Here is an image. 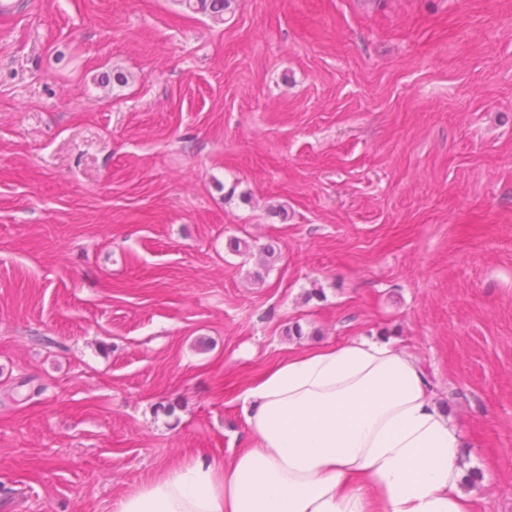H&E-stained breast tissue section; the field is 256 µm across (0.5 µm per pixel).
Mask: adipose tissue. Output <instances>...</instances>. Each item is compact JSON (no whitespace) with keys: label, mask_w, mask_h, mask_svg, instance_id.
<instances>
[{"label":"adipose tissue","mask_w":512,"mask_h":512,"mask_svg":"<svg viewBox=\"0 0 512 512\" xmlns=\"http://www.w3.org/2000/svg\"><path fill=\"white\" fill-rule=\"evenodd\" d=\"M240 399L248 447L169 469L116 512H474L461 433L389 344L307 348Z\"/></svg>","instance_id":"obj_1"}]
</instances>
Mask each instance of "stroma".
<instances>
[{"label": "stroma", "mask_w": 512, "mask_h": 512, "mask_svg": "<svg viewBox=\"0 0 512 512\" xmlns=\"http://www.w3.org/2000/svg\"><path fill=\"white\" fill-rule=\"evenodd\" d=\"M359 337L415 359L476 512H512V0H16L0 512L229 457L249 381ZM189 8L201 10L215 21H223L224 14L232 8L235 0H182Z\"/></svg>", "instance_id": "1"}]
</instances>
